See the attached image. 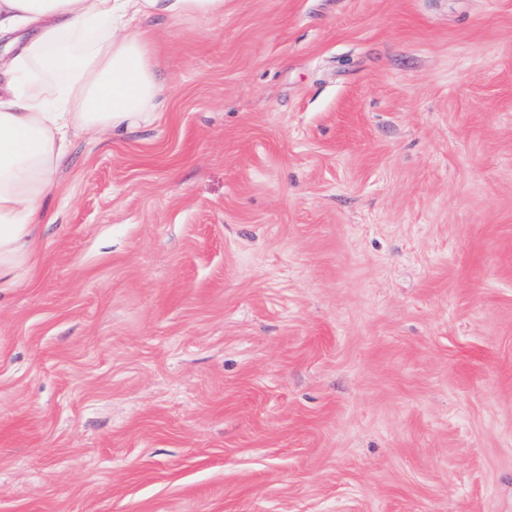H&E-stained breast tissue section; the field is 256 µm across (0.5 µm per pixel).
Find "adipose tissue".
<instances>
[{"label": "adipose tissue", "mask_w": 512, "mask_h": 512, "mask_svg": "<svg viewBox=\"0 0 512 512\" xmlns=\"http://www.w3.org/2000/svg\"><path fill=\"white\" fill-rule=\"evenodd\" d=\"M223 13L224 0H0V271L32 254L72 136L143 127L161 108L134 20Z\"/></svg>", "instance_id": "adipose-tissue-1"}]
</instances>
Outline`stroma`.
<instances>
[{
  "mask_svg": "<svg viewBox=\"0 0 512 512\" xmlns=\"http://www.w3.org/2000/svg\"><path fill=\"white\" fill-rule=\"evenodd\" d=\"M0 288V512H512V0L148 17Z\"/></svg>",
  "mask_w": 512,
  "mask_h": 512,
  "instance_id": "1",
  "label": "stroma"
}]
</instances>
